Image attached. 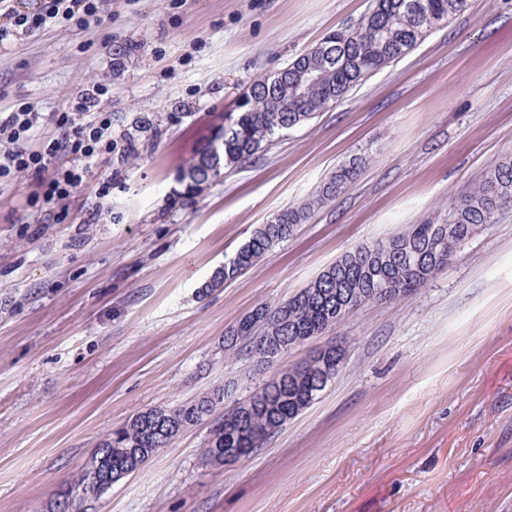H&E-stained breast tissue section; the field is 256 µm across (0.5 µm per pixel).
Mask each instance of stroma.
<instances>
[{
  "label": "stroma",
  "instance_id": "obj_1",
  "mask_svg": "<svg viewBox=\"0 0 512 512\" xmlns=\"http://www.w3.org/2000/svg\"><path fill=\"white\" fill-rule=\"evenodd\" d=\"M97 15L0 48V110L49 115L108 86L112 150L71 197L0 179V512L57 485L139 413L272 370L224 355L227 329L344 252L436 216L512 157V0H471L415 50L191 200L180 177L239 95L370 0H99ZM355 155L340 195L244 275L210 274ZM112 192L102 196L103 181ZM347 359L250 458L218 466L201 424L93 512H512V207L408 297L336 327Z\"/></svg>",
  "mask_w": 512,
  "mask_h": 512
}]
</instances>
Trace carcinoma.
Here are the masks:
<instances>
[{
	"instance_id": "obj_1",
	"label": "carcinoma",
	"mask_w": 512,
	"mask_h": 512,
	"mask_svg": "<svg viewBox=\"0 0 512 512\" xmlns=\"http://www.w3.org/2000/svg\"><path fill=\"white\" fill-rule=\"evenodd\" d=\"M470 0H371L354 29H338L273 74L254 80L238 97L224 127L195 156L181 176L187 192L264 152L285 130L305 126L344 100L358 85L405 57L428 33L465 12ZM366 159L355 157L337 167L315 193L260 225L203 285L209 293L250 270L294 229L344 191ZM512 205V159L504 161L448 204L434 218L408 224L391 236L343 253L306 286L275 306L261 305L224 336V352L254 353V337L296 349L324 336L358 309L408 296L448 266L462 244L491 223L496 211ZM344 344L326 342L299 361L273 373L249 403L216 415L224 390L217 388L174 409H148L114 429L99 443L76 475L62 481L47 506L75 512L102 497L114 479L140 470L186 430L205 421L210 431L203 459L212 464L232 448L247 457L308 408L324 391L327 373L346 357Z\"/></svg>"
}]
</instances>
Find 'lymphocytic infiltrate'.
I'll return each mask as SVG.
<instances>
[{
  "instance_id": "1",
  "label": "lymphocytic infiltrate",
  "mask_w": 512,
  "mask_h": 512,
  "mask_svg": "<svg viewBox=\"0 0 512 512\" xmlns=\"http://www.w3.org/2000/svg\"><path fill=\"white\" fill-rule=\"evenodd\" d=\"M96 12L97 0H44L33 13L23 11L20 0H0V41L17 27L32 32L62 20L81 22ZM107 93V87L102 85L80 92L69 111L53 115L52 129L44 134L37 151L20 147L19 142L37 130L39 114L24 103L0 111V137L17 144L15 150L0 156V177L14 169L29 170L41 177L44 200L69 197L81 185L86 168L100 152L112 148V117L98 109L102 96ZM61 151L76 156L79 166L44 178L48 159Z\"/></svg>"
}]
</instances>
